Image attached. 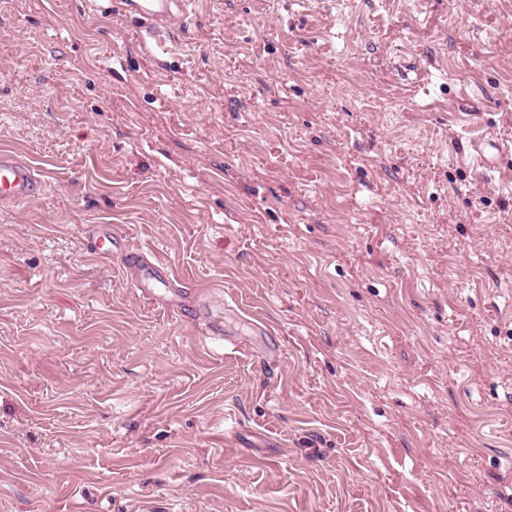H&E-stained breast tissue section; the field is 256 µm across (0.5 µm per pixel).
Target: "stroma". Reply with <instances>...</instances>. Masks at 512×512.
Listing matches in <instances>:
<instances>
[{
	"mask_svg": "<svg viewBox=\"0 0 512 512\" xmlns=\"http://www.w3.org/2000/svg\"><path fill=\"white\" fill-rule=\"evenodd\" d=\"M162 43L0 0L42 180L0 207V512H512V0H195ZM89 246L97 253H106L112 257V253L125 257L128 268L135 274L139 281V287L143 296L164 304L172 309L178 306L176 298L170 295V290L175 296L181 288L173 287L166 289L163 294L158 293V284L167 282V270L159 263L151 262L140 252L127 253L122 249L121 243L112 235V227L108 224H96L88 235Z\"/></svg>",
	"mask_w": 512,
	"mask_h": 512,
	"instance_id": "stroma-1",
	"label": "stroma"
}]
</instances>
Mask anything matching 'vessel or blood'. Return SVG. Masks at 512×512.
I'll return each instance as SVG.
<instances>
[{
	"mask_svg": "<svg viewBox=\"0 0 512 512\" xmlns=\"http://www.w3.org/2000/svg\"><path fill=\"white\" fill-rule=\"evenodd\" d=\"M193 4L194 0H119V11L123 16L140 20L142 29L157 38L166 34L175 19L188 15ZM37 182L34 170L25 161L14 153L0 151V204L30 200ZM88 243L98 253L124 254L143 296L168 307H176L174 296L158 291L159 284L167 279L166 268L161 263L149 261L143 253H123L111 225L93 226Z\"/></svg>",
	"mask_w": 512,
	"mask_h": 512,
	"instance_id": "b4317fda",
	"label": "vessel or blood"
}]
</instances>
